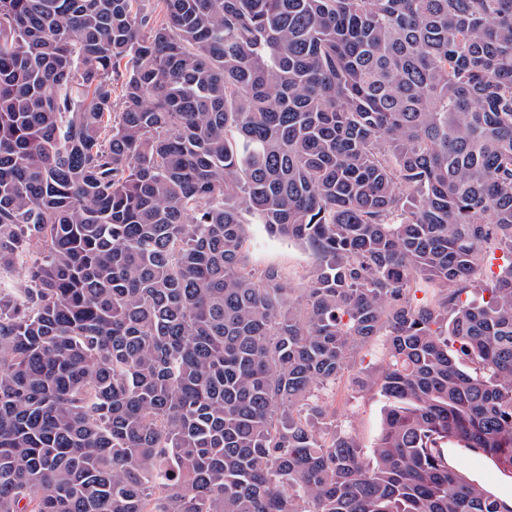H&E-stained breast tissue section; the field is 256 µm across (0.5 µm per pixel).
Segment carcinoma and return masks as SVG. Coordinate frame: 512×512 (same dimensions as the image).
<instances>
[{
    "label": "carcinoma",
    "mask_w": 512,
    "mask_h": 512,
    "mask_svg": "<svg viewBox=\"0 0 512 512\" xmlns=\"http://www.w3.org/2000/svg\"><path fill=\"white\" fill-rule=\"evenodd\" d=\"M144 2L0 0V512H501L512 0ZM250 234L249 267L257 270L276 268L292 288H304L317 265L312 251L295 241L269 238L261 224H251ZM338 410V425L357 435L365 448L374 446L381 429L383 400L372 393H357L346 381L326 391ZM464 459L465 462L458 467L459 460ZM448 467L456 469L465 478L469 479L472 475H479L482 477L487 488L494 494V497L499 500L503 512H508L512 509V492L511 497L499 494L504 481V474L510 475L508 472H503L492 464L487 456L478 448H448Z\"/></svg>",
    "instance_id": "cac0c4a2"
}]
</instances>
